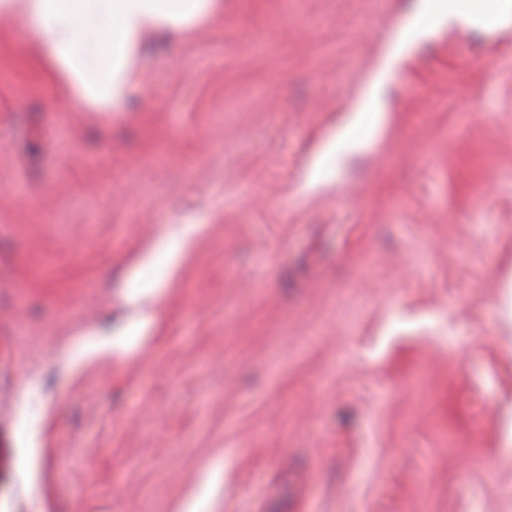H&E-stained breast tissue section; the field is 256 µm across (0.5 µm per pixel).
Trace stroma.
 Wrapping results in <instances>:
<instances>
[{
    "instance_id": "35a3bbf8",
    "label": "stroma",
    "mask_w": 512,
    "mask_h": 512,
    "mask_svg": "<svg viewBox=\"0 0 512 512\" xmlns=\"http://www.w3.org/2000/svg\"><path fill=\"white\" fill-rule=\"evenodd\" d=\"M417 2L224 0L126 112L0 24V512H512V23ZM505 18L512 20L511 0H421L411 36L422 35L432 22L486 27ZM383 80L376 83L369 94V100L355 110L352 119L326 145L312 168V179L319 180L336 173V166L344 153L355 150L362 140L358 136L361 129H373L380 120L377 103ZM152 315L148 308L140 307L138 316L122 328L119 334L113 335L112 340L92 345L93 350H108L114 354H122L130 346L136 336L151 322ZM115 336V337H114Z\"/></svg>"
}]
</instances>
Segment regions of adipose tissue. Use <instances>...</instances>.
Instances as JSON below:
<instances>
[{
	"label": "adipose tissue",
	"instance_id": "1",
	"mask_svg": "<svg viewBox=\"0 0 512 512\" xmlns=\"http://www.w3.org/2000/svg\"><path fill=\"white\" fill-rule=\"evenodd\" d=\"M223 0H0V19L18 20L71 102L100 112L123 111L136 82L139 49L154 31L183 33L216 17ZM512 20V0H420L414 34L434 23L486 27ZM381 88L326 145L312 168L319 180L336 172L344 153L360 144L361 129L375 128Z\"/></svg>",
	"mask_w": 512,
	"mask_h": 512
}]
</instances>
